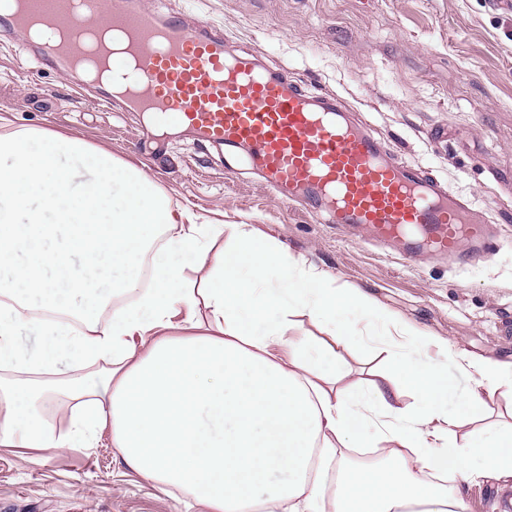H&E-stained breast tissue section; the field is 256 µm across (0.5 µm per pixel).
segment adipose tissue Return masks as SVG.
<instances>
[{"label": "adipose tissue", "instance_id": "obj_1", "mask_svg": "<svg viewBox=\"0 0 512 512\" xmlns=\"http://www.w3.org/2000/svg\"><path fill=\"white\" fill-rule=\"evenodd\" d=\"M8 124L0 116V370L63 381H0V446L93 448L108 429L126 465L204 512H467L476 478L512 489V408L492 407L512 362L447 341V364L426 361L395 314L252 225L198 218L105 150ZM128 292L134 302L110 310ZM298 317L323 340L292 335ZM373 317L389 370L344 384L350 339ZM87 359L107 367L68 375ZM349 448L383 461L353 463Z\"/></svg>", "mask_w": 512, "mask_h": 512}]
</instances>
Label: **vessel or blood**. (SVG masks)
<instances>
[{"mask_svg":"<svg viewBox=\"0 0 512 512\" xmlns=\"http://www.w3.org/2000/svg\"><path fill=\"white\" fill-rule=\"evenodd\" d=\"M0 16L11 33L64 28L69 40L39 42L42 63L80 77L71 62L90 29H109L126 43L128 86L102 96L104 106L154 112L202 143L248 161L266 187L310 209L323 223L364 227L374 242L471 259L486 251L487 221L470 201L395 158L371 126L356 125L331 96L315 95L251 55L228 53L223 33L182 17L131 7L130 0H16Z\"/></svg>","mask_w":512,"mask_h":512,"instance_id":"obj_1","label":"vessel or blood"}]
</instances>
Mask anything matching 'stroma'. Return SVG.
<instances>
[{
  "mask_svg": "<svg viewBox=\"0 0 512 512\" xmlns=\"http://www.w3.org/2000/svg\"><path fill=\"white\" fill-rule=\"evenodd\" d=\"M164 8L228 36L307 90L338 96L398 159L490 212L485 258L403 260L365 231L339 230L265 188L251 171H224L222 147L163 131L138 137L144 116L105 111L96 93L50 69L28 74L0 44V110L15 130L80 138L141 168L174 201L227 224H250L313 266L361 289L423 333L424 359L441 342L512 361V11L490 0H165ZM352 381L386 369L361 323ZM0 512H202L181 490L127 467L103 432L93 448L0 447Z\"/></svg>",
  "mask_w": 512,
  "mask_h": 512,
  "instance_id": "obj_1",
  "label": "stroma"
}]
</instances>
